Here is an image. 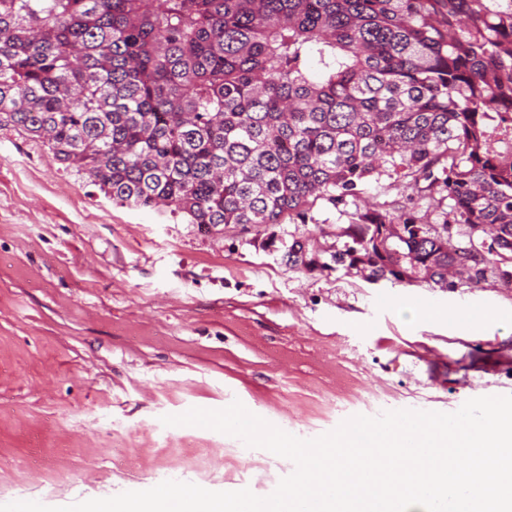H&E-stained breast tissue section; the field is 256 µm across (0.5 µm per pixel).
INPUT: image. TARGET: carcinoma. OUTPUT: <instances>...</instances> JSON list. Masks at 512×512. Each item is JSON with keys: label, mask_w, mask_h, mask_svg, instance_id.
<instances>
[{"label": "carcinoma", "mask_w": 512, "mask_h": 512, "mask_svg": "<svg viewBox=\"0 0 512 512\" xmlns=\"http://www.w3.org/2000/svg\"><path fill=\"white\" fill-rule=\"evenodd\" d=\"M0 120L121 204H353L336 265L512 284V0H0ZM382 176L409 205L357 204ZM285 264L328 267L301 237Z\"/></svg>", "instance_id": "obj_1"}]
</instances>
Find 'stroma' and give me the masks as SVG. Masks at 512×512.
<instances>
[{
  "instance_id": "1",
  "label": "stroma",
  "mask_w": 512,
  "mask_h": 512,
  "mask_svg": "<svg viewBox=\"0 0 512 512\" xmlns=\"http://www.w3.org/2000/svg\"><path fill=\"white\" fill-rule=\"evenodd\" d=\"M306 223H185L112 201L42 140L0 126V505L57 507L165 480L267 496L289 459L163 416L240 401L302 439L357 414L452 413L512 395V288L370 282L282 260L336 249ZM424 307L439 317L421 315ZM483 308L473 328L443 314ZM298 253H302V256L304 253H306V259L308 260L307 263L304 262L302 259L300 262V258L298 257ZM286 260L285 264L288 265L290 268H296V269H315V268H327L330 266L328 263L323 262L320 263L316 260H314L315 255H312V252L309 250V243L306 239H303L302 237H295L293 239L292 244L288 247V252L285 255ZM320 266V267H316Z\"/></svg>"
}]
</instances>
